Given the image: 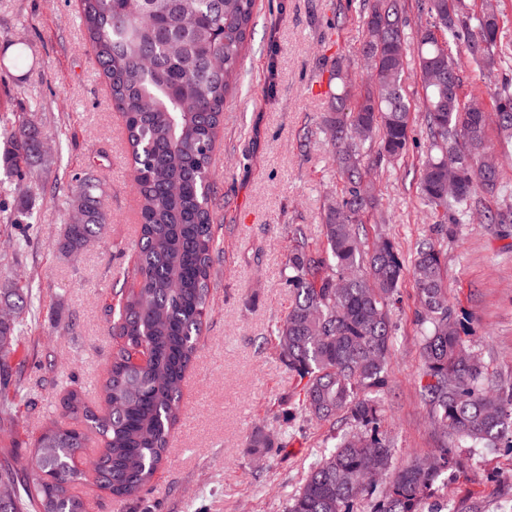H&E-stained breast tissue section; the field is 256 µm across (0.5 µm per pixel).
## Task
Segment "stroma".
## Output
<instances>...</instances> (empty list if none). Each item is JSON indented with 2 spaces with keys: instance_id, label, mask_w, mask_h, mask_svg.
<instances>
[{
  "instance_id": "stroma-1",
  "label": "stroma",
  "mask_w": 512,
  "mask_h": 512,
  "mask_svg": "<svg viewBox=\"0 0 512 512\" xmlns=\"http://www.w3.org/2000/svg\"><path fill=\"white\" fill-rule=\"evenodd\" d=\"M363 36L358 0H256L241 79L224 103L212 154L219 175L215 232L223 251L214 264L211 314L182 387L184 415L150 489L117 500L91 482L79 483L88 512H285L333 446L330 425L304 417L273 456H251L245 440L258 426L278 435L276 407L299 390L272 341L290 305L291 230L302 226L311 249L322 248L323 209L342 189L323 124L328 96L315 84L328 80L337 57L361 81ZM28 111L47 142L46 163L21 197L0 170V289H28L23 376L33 382L47 375L51 382L14 414L13 441L22 456L28 440L58 416L70 381L97 403L117 348L105 308L117 291L138 285V204L124 118L82 34L78 0H0V124ZM422 161L414 148L406 167L379 172L387 221L366 222V245L386 238L407 256L429 235L434 218L415 190ZM90 167L106 191L108 220L95 242L65 256L54 247L69 221L65 195L73 177ZM24 201L32 213L27 224L18 221ZM445 258L448 301L471 330V348L489 373L512 381V223L464 225ZM400 296L381 428L403 464L437 447L441 432L419 399L412 278H404ZM462 455L464 473L438 491L441 512L474 503L483 512H505L512 455L491 448H466Z\"/></svg>"
}]
</instances>
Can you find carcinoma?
<instances>
[{
    "label": "carcinoma",
    "instance_id": "obj_1",
    "mask_svg": "<svg viewBox=\"0 0 512 512\" xmlns=\"http://www.w3.org/2000/svg\"><path fill=\"white\" fill-rule=\"evenodd\" d=\"M256 0H80V24L109 83L112 102L126 117L132 187L139 202L136 272L139 287L108 306L121 340L101 386L108 406L98 413L75 384L61 403L73 426L57 423L31 439L19 459L0 448V482L13 496L0 512H87L71 485L92 476L115 499L137 497L151 486L167 457L181 415V382L192 364L208 318L220 243L213 196L217 173L211 153L224 122V100L237 85L252 32ZM430 23L417 29L415 63L422 75L424 137L412 135V105L404 87L402 55L408 43L405 0H363L365 35L359 50L371 84L354 93L347 67L330 66L331 112L324 120L343 191L324 212V246L310 250L292 229L288 257V313L275 331V348L302 383L298 399L280 405V435L299 416L338 427L337 442L308 472L286 512H354L385 477L371 512H423L444 476L463 470L456 449L502 448L512 453V382L486 374L469 351L466 326L448 304L444 243L464 224H505L512 217V183L487 141L488 114L512 143V88L475 87L466 97L461 46L479 74L496 72L500 17L492 3L417 0ZM469 102L485 106L466 112ZM13 190L43 162L42 131L22 115L0 131ZM422 148L416 186L436 215L431 235L403 257L391 241L363 245L364 218L382 223L370 170L399 168L410 148ZM66 199L81 216L55 242L76 253L106 224L105 190L87 172L75 177ZM496 200L497 209L485 205ZM414 280L421 328L420 396L432 423L443 430L439 448L394 464L393 444L381 431L380 394L388 385L392 307L405 275ZM23 321L0 323V366L16 356ZM20 387L0 374V431L4 416L22 402ZM101 440L89 469L82 468L84 430ZM246 447L258 454L284 443L258 427Z\"/></svg>",
    "mask_w": 512,
    "mask_h": 512
}]
</instances>
